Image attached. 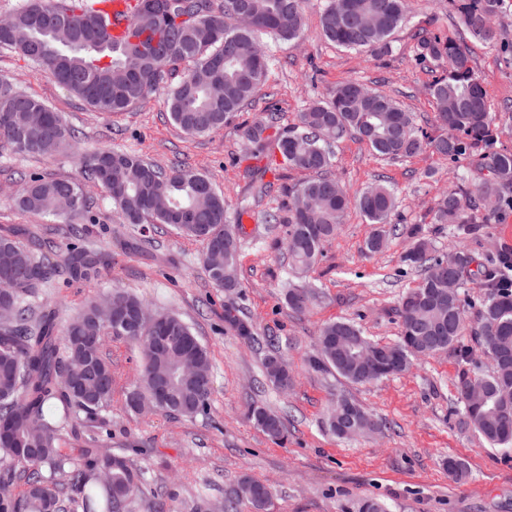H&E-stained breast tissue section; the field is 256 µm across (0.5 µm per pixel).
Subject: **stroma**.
I'll use <instances>...</instances> for the list:
<instances>
[{
	"instance_id": "35a3bbf8",
	"label": "stroma",
	"mask_w": 512,
	"mask_h": 512,
	"mask_svg": "<svg viewBox=\"0 0 512 512\" xmlns=\"http://www.w3.org/2000/svg\"><path fill=\"white\" fill-rule=\"evenodd\" d=\"M326 0H304L303 29L293 42H268L275 57L261 96L228 124L208 135L191 137L172 122L165 92L116 115L93 112L46 75L37 73L13 49L0 47V76L23 92L50 102L69 127L77 130L74 149L43 158L0 153V234L27 241L29 229L41 232L76 223L73 215L32 217L18 212L12 198L32 176L82 181V153L120 148L164 167L187 166L208 175L223 194L232 222L241 226L240 286L214 288L204 270L202 241L181 236L165 224L146 225L140 251L127 243L133 230L120 223L111 200L100 188L83 183L93 202L95 224L88 238L106 255L95 285L58 284L42 299L53 302L62 317L74 315L95 294L120 288L137 295L151 309L181 316L208 347L213 390L208 415L189 419L125 409L127 392L136 382L140 348L106 337L114 384L112 446L145 471V490L170 492L176 512H188L205 499L215 512L241 475L269 484L273 497L265 512H358L362 498L384 500L390 512H512V449L491 448L459 423L454 384L463 368L462 355L481 358L471 334L455 347L429 357L405 374L370 384H352L313 370L319 328L344 318L357 323L379 343L395 342L400 332L398 306L402 294L420 282L419 272L404 260L410 246L409 224H425L435 198L457 184L456 173L467 160L452 163L425 153L384 160L363 143L348 137L334 144L332 171L350 195L378 180L397 189L398 208L386 225V243L376 253L365 248L373 225L350 210L340 233L328 242L304 281L316 298L308 312L293 313L284 294L298 285L280 243L287 227L271 223L284 213V189L305 180L297 170L271 169L267 160L249 156L243 137L246 123L273 111L279 128L298 121L312 99L327 95L336 83L352 78L382 91L414 112L424 133L436 134L428 94L431 72L414 61L417 30L452 36L460 20L448 0H410L409 20L393 36L385 56L355 54L327 41L321 32ZM472 65L495 101L512 100V64L504 49L469 42ZM264 171L255 181L256 171ZM468 247L477 260L512 249V212L484 225ZM232 311L253 326L258 336L280 337L293 383L287 390L266 383L262 374L265 348L244 341L224 320ZM344 394L387 423L384 430L350 440L331 435L324 421L331 401ZM254 401L282 413L288 441L278 445L245 417ZM463 460L468 478L448 474V458Z\"/></svg>"
}]
</instances>
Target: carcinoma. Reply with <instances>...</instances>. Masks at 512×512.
<instances>
[{
  "mask_svg": "<svg viewBox=\"0 0 512 512\" xmlns=\"http://www.w3.org/2000/svg\"><path fill=\"white\" fill-rule=\"evenodd\" d=\"M69 0H25L0 21V46L15 49L36 71L50 75L70 94L95 112L115 114L167 90L174 123L184 133L203 136L224 126L254 101L266 85L272 55L257 39L259 32L290 42L303 24V0H244L247 15L239 16V0H137L132 25L150 33L148 44L114 43L105 18ZM502 0H450L469 37L496 46L502 41L494 19ZM409 0H328L321 16L326 39L357 53L388 55L392 37L408 18ZM76 25L73 40L63 42L42 30L45 23ZM416 61L439 71L429 85L439 133L424 134L415 118L398 101L355 80L336 84L330 96L311 102L299 113L298 123L279 130L276 115L268 113L245 127L244 138L253 156H281L290 169L305 172L306 180L285 189V216L276 223L288 227L285 242L289 266L298 275L309 272L322 249L334 238L350 206H356L370 224H390L397 195L384 183H375L350 197L331 174L332 144L346 137L364 142L376 155L396 160L431 152L452 162L470 161L457 172L458 187L441 193L432 207L431 223L451 227L461 247L459 263L436 272L447 258L432 246L430 229L411 224L406 261L421 271L420 284L402 301L421 299L413 310L399 307L398 341L385 347L396 352L403 370L418 360L453 347L467 323L464 281L485 291L471 332L489 360L487 368L468 365L456 388L463 422L490 447L512 448V256L492 254L480 263L466 247L480 225L496 219L499 208L512 209V152L493 149L498 127L512 124V102L492 107L484 82L475 73L469 52L451 36L421 31ZM460 133L450 138L448 126ZM75 138V131L48 102L17 90L0 77V150L18 155L52 158ZM84 179L102 187L125 224H167L181 235L204 242L203 266L212 283L227 292L240 287L239 229L229 225L227 206L212 181L188 167L166 169L121 149H101L82 159ZM497 198L489 211L486 197ZM16 208L33 216L85 215L88 198L74 181L34 176L14 200ZM84 230L70 225L60 260H51L38 236L23 244L0 236L3 264L15 274L0 278V305L10 314L0 321V426L9 428L16 442L0 441V512H131L143 493L144 471L121 451L112 450L111 421L101 413L112 403V361L103 353L104 337L141 344L151 335L148 324L134 330L108 323L100 316L101 300L92 298L71 318L61 319L49 303L34 306L29 299L58 280L68 283L98 280L101 253L84 244ZM315 293L296 286L285 293L289 309L302 314ZM108 301L132 310L145 308L141 299L114 289ZM153 320L168 325L174 337L171 349L143 358L139 383L128 394L133 412L151 403L164 413L193 418L210 409L211 363L207 348L182 318L153 311ZM348 340L352 352L379 343L369 340L350 320L324 324L317 337L310 366L336 373L355 384L366 383L355 362L336 353V337ZM265 357L263 372L274 387L286 390L292 382L287 355L274 347ZM191 372L174 378L173 402L155 397V381L170 376L180 365ZM77 370V382L63 377ZM480 388L486 404L476 413L468 409L465 394ZM349 406L354 423L350 434L332 422L328 430L349 440L369 435L383 421L350 397L339 394L332 407ZM248 419L272 441L282 444L288 431L282 418L264 404L248 407ZM80 441L79 458L63 451L69 441ZM23 482L16 495L13 482ZM265 498L243 496L227 501L226 512L245 504L264 512Z\"/></svg>",
  "mask_w": 512,
  "mask_h": 512,
  "instance_id": "obj_1",
  "label": "carcinoma"
}]
</instances>
